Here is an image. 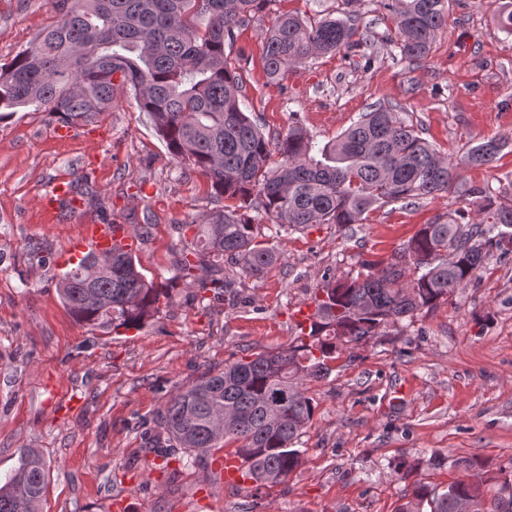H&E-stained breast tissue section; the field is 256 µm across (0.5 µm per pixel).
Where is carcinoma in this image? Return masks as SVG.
<instances>
[{
	"mask_svg": "<svg viewBox=\"0 0 512 512\" xmlns=\"http://www.w3.org/2000/svg\"><path fill=\"white\" fill-rule=\"evenodd\" d=\"M267 0H72L59 19L13 60L0 66V119L21 108L44 109L65 126L88 125L112 104L116 88L134 92L157 134L180 162L200 171L217 196L235 199L197 225V235L178 260L176 274L147 280L132 253L119 246L91 260L89 251L61 273L57 290L70 314L92 332L138 328L155 316L177 281L195 297L222 294L241 275L260 278L277 263L258 241L249 214L253 200L275 234L315 224H359L368 212L451 190L453 166L402 115V106L378 105L336 140L322 147L299 126L271 143L245 112L242 81L226 64L224 42ZM451 0H381L393 32L383 41L402 57L425 59L448 20ZM208 17L204 30L196 20ZM357 11L346 18L311 22L278 15L262 50L272 81L318 55L359 51ZM504 144L495 139L469 148L467 159L483 165ZM280 161L268 168L271 150ZM467 206L424 224L386 267L370 263L351 279L327 281L315 297L308 340L249 360L224 365L177 390L145 429L156 455L168 460L165 440L194 460L226 440L246 463L243 477L259 486L279 485L300 465L296 448L315 405L306 382L332 371L340 350L373 339L388 326L430 310L466 287L494 256L512 253V205L489 188L461 189ZM466 477L442 491L421 481L398 512H512V466L475 459L454 463ZM49 467L34 448L20 452L19 466L0 483V512H38Z\"/></svg>",
	"mask_w": 512,
	"mask_h": 512,
	"instance_id": "carcinoma-1",
	"label": "carcinoma"
}]
</instances>
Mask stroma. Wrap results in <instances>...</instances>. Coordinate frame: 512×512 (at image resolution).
<instances>
[{
    "mask_svg": "<svg viewBox=\"0 0 512 512\" xmlns=\"http://www.w3.org/2000/svg\"><path fill=\"white\" fill-rule=\"evenodd\" d=\"M55 0H0V64L56 21ZM512 0H453L429 56L412 62L382 42L392 22L377 0H357L361 53L319 56L269 81L263 42L277 13L344 17L343 0H270L238 26L224 55L243 81L244 109L266 137L298 122L332 141L377 103L401 105L419 134L451 161L459 183L492 186L512 204V36L499 24ZM56 120L27 108L0 119V478L20 451L51 465L44 512H396L415 482L443 489L456 459L512 461V255L490 258L477 277L407 327L342 350L324 380L307 385L313 418L301 463L286 483L252 491L225 484L207 462L177 470L145 450L137 423L154 418L179 388L225 363L298 343L299 308L325 281L387 263L421 225L465 206L438 193L390 203L351 226L323 224L282 236L260 217V238L279 255L262 278L202 302L176 286L144 326L91 333L63 306L57 257L86 224H119L137 238L146 279L172 277L196 223L222 208L206 178L175 160L129 89L97 122L54 135ZM495 138L486 165L465 163L471 145ZM71 200L38 204L59 175ZM94 196H85V182ZM40 246L47 262L32 254ZM76 400L73 412L63 405ZM444 465L430 464L433 453ZM414 468L394 469L398 459Z\"/></svg>",
    "mask_w": 512,
    "mask_h": 512,
    "instance_id": "1",
    "label": "stroma"
}]
</instances>
